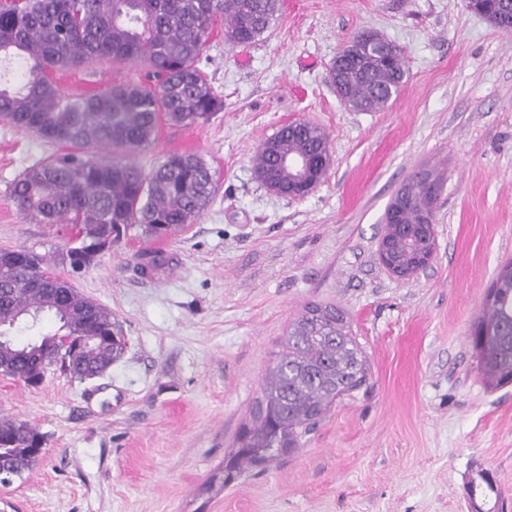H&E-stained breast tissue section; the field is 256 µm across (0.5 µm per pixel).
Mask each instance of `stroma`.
Returning <instances> with one entry per match:
<instances>
[{
    "mask_svg": "<svg viewBox=\"0 0 512 512\" xmlns=\"http://www.w3.org/2000/svg\"><path fill=\"white\" fill-rule=\"evenodd\" d=\"M399 46L406 77L380 112L345 104L328 78L355 34ZM199 69L224 103L207 122L160 126L135 155L172 152L215 174L208 208L167 239L139 229L76 275L58 265L65 224L23 217L10 186L69 146L0 120V249L31 248L111 311L128 345L102 376L48 369L29 387L0 374V417L45 437L43 457L0 487V512H470L489 472L512 512V384L478 368L471 329L512 260V32L466 0H280L255 42L216 20ZM110 60L56 72L67 96L137 78ZM307 119L329 135L331 168L308 196L268 191L259 145ZM442 181L432 263L410 280L380 263L385 209L418 171ZM163 258L139 267L141 252ZM341 310L369 365L293 453L224 479L265 371L306 306Z\"/></svg>",
    "mask_w": 512,
    "mask_h": 512,
    "instance_id": "35a3bbf8",
    "label": "stroma"
}]
</instances>
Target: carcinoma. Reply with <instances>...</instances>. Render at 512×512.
Returning a JSON list of instances; mask_svg holds the SVG:
<instances>
[{
	"mask_svg": "<svg viewBox=\"0 0 512 512\" xmlns=\"http://www.w3.org/2000/svg\"><path fill=\"white\" fill-rule=\"evenodd\" d=\"M280 0H0V57L25 62L26 77L16 87H0V119L49 141L78 149L106 146L112 156L100 161L72 153L38 162L12 184L10 198L20 213L42 224L67 223L70 236L59 263L79 272L95 256L102 240L114 245L137 227L147 238L162 240L194 223L209 206L214 174L194 153H170L150 170L131 161L148 148L159 126L203 123L223 108L197 61L217 17H224L230 44L253 42L271 24ZM98 60L135 61L146 66L150 84L122 81L100 93L67 97L53 73ZM406 77L402 50L383 62L351 63L343 72L330 69L333 83H343L350 100L364 112L387 107ZM303 132L287 124L270 138L274 149L258 148L255 163L262 184L288 185L290 173L276 163L275 151L318 157L327 133L309 121ZM421 208L431 210L427 187L414 185L410 223ZM0 262V363L4 374L27 381L58 364L54 336L36 344L20 343L18 314L48 313L65 321L73 337L69 353L75 374L106 372L124 353L123 329L112 312L74 293L66 281L42 270V258L26 249L7 251ZM476 325L482 340L475 347L479 367L493 386L512 382V263L501 267L488 290ZM98 339L95 351L77 342ZM368 364L347 330L343 314L318 304L293 323L282 349L268 366L251 422L239 435L245 450L232 455L233 467L244 460L274 458V449L297 448L302 438L341 396L360 387ZM40 433L29 424L0 419V459L21 471L36 461L30 453ZM481 471L468 484V495L488 501L494 483Z\"/></svg>",
	"mask_w": 512,
	"mask_h": 512,
	"instance_id": "carcinoma-1",
	"label": "carcinoma"
}]
</instances>
